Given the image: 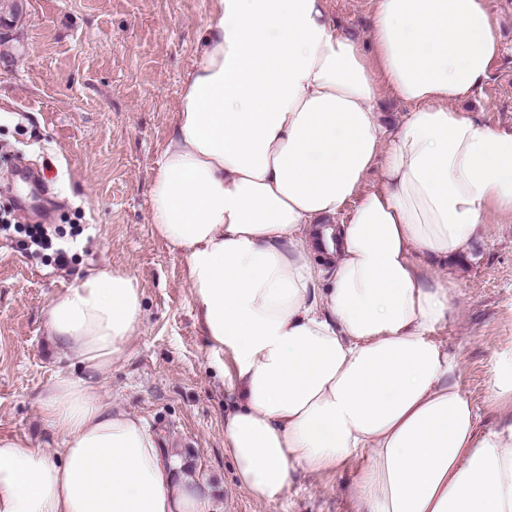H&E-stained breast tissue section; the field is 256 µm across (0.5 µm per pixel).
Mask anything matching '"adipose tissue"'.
<instances>
[{"mask_svg": "<svg viewBox=\"0 0 512 512\" xmlns=\"http://www.w3.org/2000/svg\"><path fill=\"white\" fill-rule=\"evenodd\" d=\"M370 40L338 31L328 0H215L150 219L185 257L253 499L356 460V512H512V416L478 431L431 337L452 287L418 263L470 254L490 213L512 215V131L457 107L498 28L484 0H372ZM384 90L410 106L393 130ZM316 224L338 240L324 263ZM141 320L135 278L107 265L51 299L48 333L79 368L39 399L62 447L0 438V512H211L144 420L100 397Z\"/></svg>", "mask_w": 512, "mask_h": 512, "instance_id": "ef3b65f1", "label": "adipose tissue"}]
</instances>
